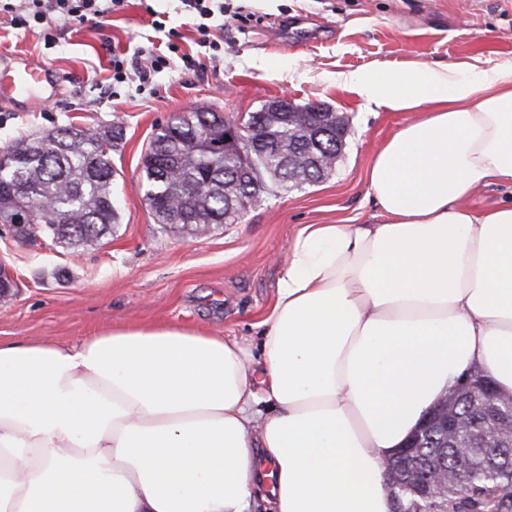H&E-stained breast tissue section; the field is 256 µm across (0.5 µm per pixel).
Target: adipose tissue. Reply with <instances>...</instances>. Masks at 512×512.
Masks as SVG:
<instances>
[{
  "label": "adipose tissue",
  "mask_w": 512,
  "mask_h": 512,
  "mask_svg": "<svg viewBox=\"0 0 512 512\" xmlns=\"http://www.w3.org/2000/svg\"><path fill=\"white\" fill-rule=\"evenodd\" d=\"M423 111L371 224H302L256 340L178 324L0 342V512H390L386 460L477 369L512 396V69L342 75ZM509 197H512L511 186L492 183L468 196L465 199V204L475 211H481L506 201Z\"/></svg>",
  "instance_id": "obj_1"
}]
</instances>
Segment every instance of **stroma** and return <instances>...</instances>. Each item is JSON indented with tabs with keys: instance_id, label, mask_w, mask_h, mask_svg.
<instances>
[{
	"instance_id": "1",
	"label": "stroma",
	"mask_w": 512,
	"mask_h": 512,
	"mask_svg": "<svg viewBox=\"0 0 512 512\" xmlns=\"http://www.w3.org/2000/svg\"><path fill=\"white\" fill-rule=\"evenodd\" d=\"M242 21L224 28V58L193 72L182 63L152 83L117 85L104 99L113 52L133 59L152 32L144 0H127L110 21L73 31L58 26L45 49L39 31L13 29L0 17V68L28 59L53 82L36 103L0 99V146L69 123L122 126L112 164L122 221L104 245L81 254L45 239L0 234V265L16 280L0 297V341L70 344L117 326H199L246 337L272 307L285 250L301 224H365L376 206L367 175L387 139L412 120L339 83V74L379 65L452 64L460 76L512 67V0H226ZM166 13L163 43L196 54L199 38L180 0H155ZM285 96L324 103L346 116L347 144L323 181L267 196L239 220L194 238L164 231L144 201L141 157L157 124L205 105L238 117Z\"/></svg>"
}]
</instances>
